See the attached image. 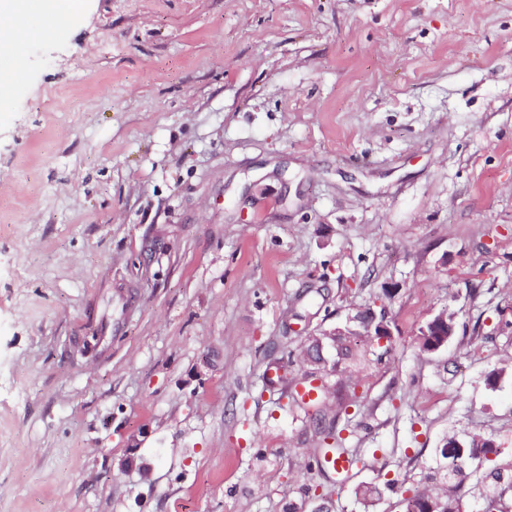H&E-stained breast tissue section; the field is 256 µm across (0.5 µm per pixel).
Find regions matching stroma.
<instances>
[{
	"mask_svg": "<svg viewBox=\"0 0 512 512\" xmlns=\"http://www.w3.org/2000/svg\"><path fill=\"white\" fill-rule=\"evenodd\" d=\"M9 24L0 512H404L448 437L512 451V0ZM368 307L388 351L359 338L324 378L340 484L286 386L309 332ZM444 309L455 338L422 352Z\"/></svg>",
	"mask_w": 512,
	"mask_h": 512,
	"instance_id": "35a3bbf8",
	"label": "stroma"
}]
</instances>
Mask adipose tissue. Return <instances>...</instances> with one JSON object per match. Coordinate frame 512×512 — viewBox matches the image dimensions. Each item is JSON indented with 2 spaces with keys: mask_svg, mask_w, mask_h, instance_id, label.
<instances>
[{
  "mask_svg": "<svg viewBox=\"0 0 512 512\" xmlns=\"http://www.w3.org/2000/svg\"><path fill=\"white\" fill-rule=\"evenodd\" d=\"M77 8L76 0H0V82L8 83L20 69L21 61L14 51L18 34L7 25L8 17L52 11L64 16Z\"/></svg>",
  "mask_w": 512,
  "mask_h": 512,
  "instance_id": "1",
  "label": "adipose tissue"
}]
</instances>
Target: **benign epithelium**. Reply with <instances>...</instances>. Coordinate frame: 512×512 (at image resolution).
Instances as JSON below:
<instances>
[{"instance_id": "benign-epithelium-1", "label": "benign epithelium", "mask_w": 512, "mask_h": 512, "mask_svg": "<svg viewBox=\"0 0 512 512\" xmlns=\"http://www.w3.org/2000/svg\"><path fill=\"white\" fill-rule=\"evenodd\" d=\"M455 318V313L445 309L421 326L418 333L421 349L436 353L446 348L448 337L456 330ZM352 336H370L376 345L384 347L392 331L385 314L378 315L371 309H363L341 324L308 336L303 342V353L308 365L315 367L313 373L336 372V350L347 344Z\"/></svg>"}]
</instances>
